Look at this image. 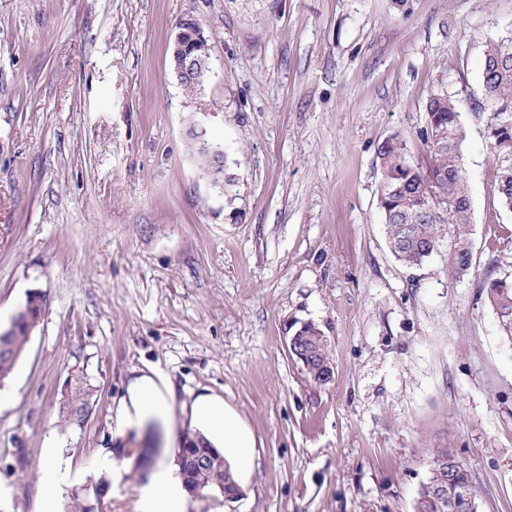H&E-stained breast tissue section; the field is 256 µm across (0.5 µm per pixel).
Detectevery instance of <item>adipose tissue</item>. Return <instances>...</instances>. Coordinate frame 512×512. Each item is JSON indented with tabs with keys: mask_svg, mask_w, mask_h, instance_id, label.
<instances>
[{
	"mask_svg": "<svg viewBox=\"0 0 512 512\" xmlns=\"http://www.w3.org/2000/svg\"><path fill=\"white\" fill-rule=\"evenodd\" d=\"M173 395L166 377L151 372L136 377L128 385L116 414V429L125 433L151 424L166 425L172 418ZM190 423L221 452L234 472L250 470L254 441L238 415L223 398L209 394L197 396L191 404ZM45 464L41 482L44 492L36 512H60L59 491L68 478L61 467V449H44ZM192 495L185 486L176 461L159 458L146 482L140 487L138 512H189Z\"/></svg>",
	"mask_w": 512,
	"mask_h": 512,
	"instance_id": "ef3b65f1",
	"label": "adipose tissue"
}]
</instances>
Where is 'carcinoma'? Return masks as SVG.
Listing matches in <instances>:
<instances>
[{
    "mask_svg": "<svg viewBox=\"0 0 512 512\" xmlns=\"http://www.w3.org/2000/svg\"><path fill=\"white\" fill-rule=\"evenodd\" d=\"M479 108L490 113L486 135L497 178L498 202L512 212V31L491 41L484 52L482 98ZM426 125L419 138L432 159L424 175L408 158L406 143L390 138L378 147L382 168L379 204L388 243L395 258L408 267L422 265L448 239V269L454 278L466 276L472 265V202L463 167L465 132L458 102L445 90L431 93L425 103ZM485 301L496 315L502 336L512 344V279L505 276L483 284ZM43 307L38 293L0 329V380L19 360ZM316 354L307 368L314 379L330 363L326 339L308 332ZM95 403L93 389L84 375L75 374L67 384L62 413L75 422L85 419ZM182 474L189 491L200 487L224 493V457L200 435L193 447L182 448ZM66 512H99V502L75 490Z\"/></svg>",
    "mask_w": 512,
    "mask_h": 512,
    "instance_id": "cac0c4a2",
    "label": "carcinoma"
}]
</instances>
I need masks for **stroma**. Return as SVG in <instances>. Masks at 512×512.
<instances>
[{"mask_svg": "<svg viewBox=\"0 0 512 512\" xmlns=\"http://www.w3.org/2000/svg\"><path fill=\"white\" fill-rule=\"evenodd\" d=\"M191 18L210 73L190 92L170 49ZM512 0H0V324L44 299L0 388V512H34L42 450L94 478L128 459L103 512H137L163 432L115 434L136 376L169 380L177 436L220 396L254 437L242 495L193 512H414L440 452L467 468L479 512H512V347L485 280L512 277L477 107L487 44ZM462 108L472 266L389 249L378 148L418 137L427 96ZM223 147L234 199L211 186L191 125ZM311 322L333 375L289 353ZM84 374L96 404L65 421Z\"/></svg>", "mask_w": 512, "mask_h": 512, "instance_id": "35a3bbf8", "label": "stroma"}]
</instances>
